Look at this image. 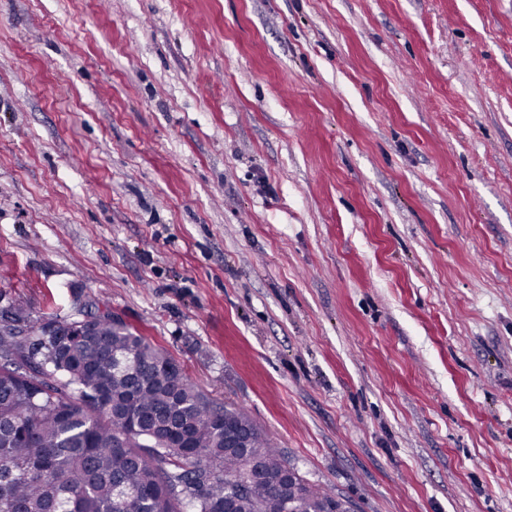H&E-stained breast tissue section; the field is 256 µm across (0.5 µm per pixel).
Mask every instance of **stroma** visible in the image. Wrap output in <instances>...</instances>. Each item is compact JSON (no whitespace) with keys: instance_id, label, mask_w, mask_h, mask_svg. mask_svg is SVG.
I'll list each match as a JSON object with an SVG mask.
<instances>
[{"instance_id":"obj_1","label":"stroma","mask_w":512,"mask_h":512,"mask_svg":"<svg viewBox=\"0 0 512 512\" xmlns=\"http://www.w3.org/2000/svg\"><path fill=\"white\" fill-rule=\"evenodd\" d=\"M92 302L355 512H512V0H0V312Z\"/></svg>"}]
</instances>
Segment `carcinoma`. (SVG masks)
Returning a JSON list of instances; mask_svg holds the SVG:
<instances>
[{
  "label": "carcinoma",
  "mask_w": 512,
  "mask_h": 512,
  "mask_svg": "<svg viewBox=\"0 0 512 512\" xmlns=\"http://www.w3.org/2000/svg\"><path fill=\"white\" fill-rule=\"evenodd\" d=\"M77 322L0 315V512H328L344 500L304 476L242 408L210 400L162 348L95 312ZM23 322L29 335L15 333ZM56 325L52 336L43 334ZM130 353L137 376L112 374ZM253 429L260 477L237 483L241 455L224 448V417Z\"/></svg>",
  "instance_id": "obj_1"
}]
</instances>
